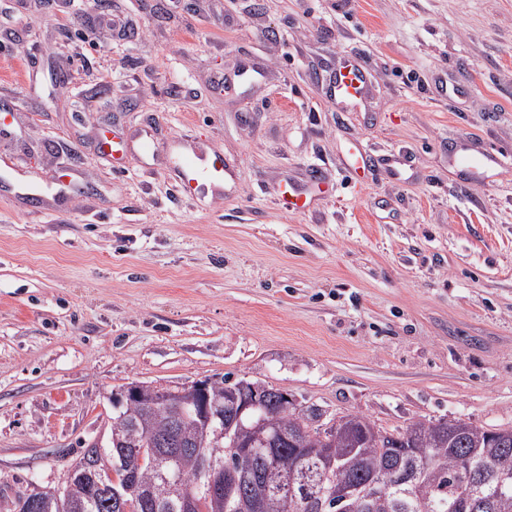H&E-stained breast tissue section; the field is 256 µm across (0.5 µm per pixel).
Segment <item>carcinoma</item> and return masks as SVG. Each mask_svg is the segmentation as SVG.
<instances>
[{"label": "carcinoma", "mask_w": 512, "mask_h": 512, "mask_svg": "<svg viewBox=\"0 0 512 512\" xmlns=\"http://www.w3.org/2000/svg\"><path fill=\"white\" fill-rule=\"evenodd\" d=\"M276 410L278 426L284 433L308 428L310 416L286 399L280 390L252 382L245 392ZM152 390L145 387L134 399L124 400L122 414L137 422L143 437L154 429L165 430L168 417L147 411ZM260 411L242 417L251 429V448L224 449V473L244 466L254 476L244 488L229 489L224 501L200 494L199 461L192 454L178 457L179 484L162 482L152 470L139 472V480L160 503H175L182 494L194 493L202 512H243L241 498L277 497L283 512H308L303 500L291 491V484L308 478L324 492L322 512H512V428L484 429L470 425L465 442L448 440L441 434L438 419L417 420L406 426L412 439L401 430L387 437L375 433L368 418L351 416L347 434L324 436L318 428L301 438L296 446H284L276 461H270L262 444L269 431L257 426ZM397 467L408 473L409 482L382 494L371 484L378 470Z\"/></svg>", "instance_id": "carcinoma-1"}]
</instances>
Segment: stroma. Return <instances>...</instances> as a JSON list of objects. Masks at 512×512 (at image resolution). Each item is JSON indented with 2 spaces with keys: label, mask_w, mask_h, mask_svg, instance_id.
<instances>
[{
  "label": "stroma",
  "mask_w": 512,
  "mask_h": 512,
  "mask_svg": "<svg viewBox=\"0 0 512 512\" xmlns=\"http://www.w3.org/2000/svg\"><path fill=\"white\" fill-rule=\"evenodd\" d=\"M0 27V183L73 181L40 210L0 191V512L60 487L134 381L512 427V0H0ZM347 57L369 84L328 103ZM142 129L152 158L99 147ZM177 141L223 153L224 191L178 192Z\"/></svg>",
  "instance_id": "obj_1"
}]
</instances>
